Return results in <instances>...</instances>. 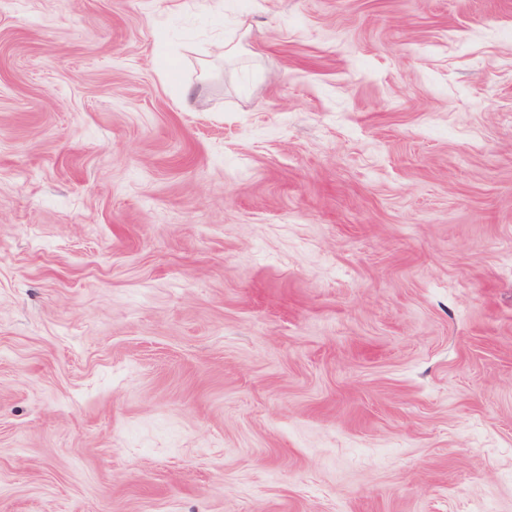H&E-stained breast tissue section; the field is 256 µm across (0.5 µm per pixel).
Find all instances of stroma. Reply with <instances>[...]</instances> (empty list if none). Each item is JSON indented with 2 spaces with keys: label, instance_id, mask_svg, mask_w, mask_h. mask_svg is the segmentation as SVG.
<instances>
[{
  "label": "stroma",
  "instance_id": "stroma-1",
  "mask_svg": "<svg viewBox=\"0 0 512 512\" xmlns=\"http://www.w3.org/2000/svg\"><path fill=\"white\" fill-rule=\"evenodd\" d=\"M0 0V512H512V0Z\"/></svg>",
  "mask_w": 512,
  "mask_h": 512
}]
</instances>
